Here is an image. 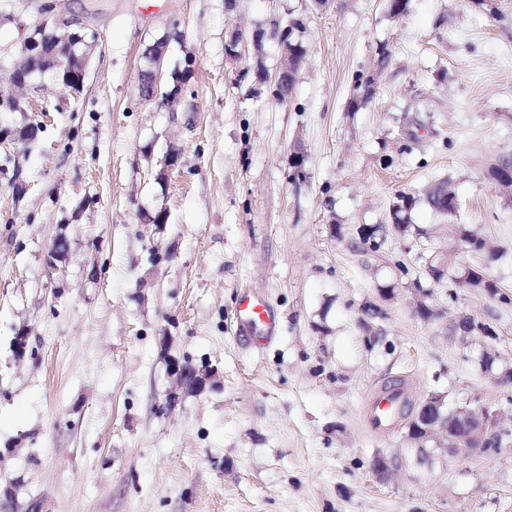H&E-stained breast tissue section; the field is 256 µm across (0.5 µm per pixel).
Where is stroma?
I'll return each mask as SVG.
<instances>
[{
  "label": "stroma",
  "mask_w": 512,
  "mask_h": 512,
  "mask_svg": "<svg viewBox=\"0 0 512 512\" xmlns=\"http://www.w3.org/2000/svg\"><path fill=\"white\" fill-rule=\"evenodd\" d=\"M44 2L0 0L1 86ZM54 2L97 41L81 93L46 73L22 111L0 112V490L13 512H512V449L419 464L404 429L377 435L362 418L395 380L414 399L503 403L512 429L480 348L449 333L474 314L512 362V303L447 282L432 296L441 317L422 320L397 268L419 267L422 243H354L408 193L425 244L487 265L512 295V189L490 175L512 157V0H410L398 17L388 0ZM295 19L304 56L282 101L256 72L276 73ZM238 29L264 39L232 60ZM158 41L164 83L185 81L171 105L139 95ZM358 73L372 91L355 106ZM441 179L496 262L461 250L422 202ZM58 239L68 257L52 269ZM246 289L277 315L268 343L243 323ZM173 360L212 377L170 406ZM379 455L395 462L384 480Z\"/></svg>",
  "instance_id": "35a3bbf8"
}]
</instances>
